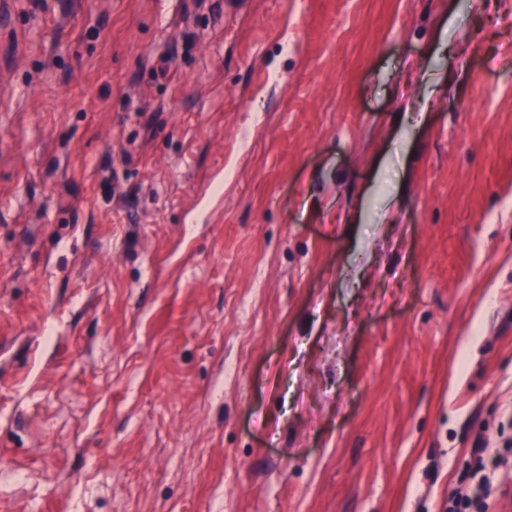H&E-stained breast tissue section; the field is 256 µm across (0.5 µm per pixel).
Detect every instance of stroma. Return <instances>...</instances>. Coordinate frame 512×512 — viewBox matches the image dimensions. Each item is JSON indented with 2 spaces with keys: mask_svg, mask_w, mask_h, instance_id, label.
<instances>
[{
  "mask_svg": "<svg viewBox=\"0 0 512 512\" xmlns=\"http://www.w3.org/2000/svg\"><path fill=\"white\" fill-rule=\"evenodd\" d=\"M512 441V0H0V512H443Z\"/></svg>",
  "mask_w": 512,
  "mask_h": 512,
  "instance_id": "35a3bbf8",
  "label": "stroma"
}]
</instances>
